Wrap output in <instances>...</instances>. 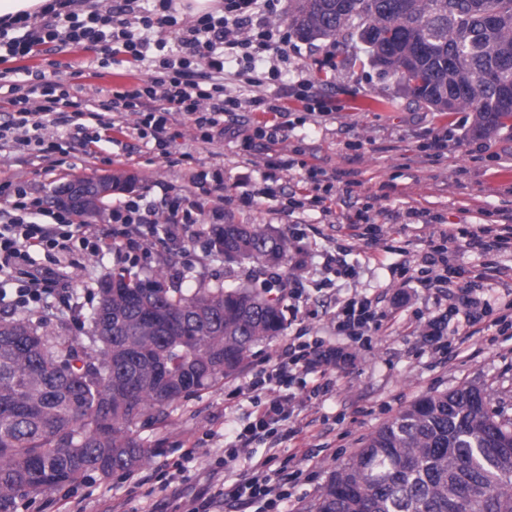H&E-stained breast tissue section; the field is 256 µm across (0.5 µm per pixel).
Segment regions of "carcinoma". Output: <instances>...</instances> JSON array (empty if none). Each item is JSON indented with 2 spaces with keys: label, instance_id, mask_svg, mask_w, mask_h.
Listing matches in <instances>:
<instances>
[{
  "label": "carcinoma",
  "instance_id": "cac0c4a2",
  "mask_svg": "<svg viewBox=\"0 0 512 512\" xmlns=\"http://www.w3.org/2000/svg\"><path fill=\"white\" fill-rule=\"evenodd\" d=\"M290 27L302 40L349 31L433 111L469 110L479 137L512 130V0H294ZM213 246L259 268L281 266L288 251L256 224L222 226ZM273 288L253 275L185 293L162 270L143 280L123 269L99 282L91 355L1 319L11 335L0 334V512L90 471L147 462L140 421L239 373L284 330ZM480 391L462 385L406 406L329 478L311 512H512V419Z\"/></svg>",
  "mask_w": 512,
  "mask_h": 512
}]
</instances>
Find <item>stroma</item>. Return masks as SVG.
Segmentation results:
<instances>
[{"mask_svg":"<svg viewBox=\"0 0 512 512\" xmlns=\"http://www.w3.org/2000/svg\"><path fill=\"white\" fill-rule=\"evenodd\" d=\"M102 56L96 47L70 46L52 57L0 58V71L43 70L54 60L60 81L100 101L113 88L145 79L142 68L101 66ZM288 68L287 81L308 80L330 113L313 116L302 101L285 98L289 125L274 150L287 155L301 147L308 163L354 181L352 192H337L328 213L312 203L313 187L298 168L281 173L273 195L243 203L247 192L264 187V146L245 149L236 141L205 145L180 120L173 125L176 149L190 159L177 166L156 159L129 137L103 144L94 158L78 149L55 154L50 162L21 147L0 151V183L20 182L49 199L70 180L114 174L131 178L135 194L156 208L178 193L192 200L205 197L214 185L195 182L196 173L221 169L225 217L282 234L289 264L302 272L295 296L285 300L284 331L253 348L240 373L181 399L164 423H138L137 435L153 451L138 469L144 484L135 494H128L124 472L91 474L17 498L13 512H68L77 500L85 512H174L177 504L216 494L248 477L251 459L273 449L257 441L250 455L229 459L235 431L262 410L242 388L252 373L271 369L279 347L297 335L323 340L342 349L346 358L337 362L336 382L325 395L295 407L284 425L288 437L273 450L286 464L281 479L291 494L281 512H308L329 476L348 463L366 437L425 393L474 384L488 394L491 410L512 418V330L502 333L478 324L470 339L461 340L456 330L464 317L454 309L456 284L426 287L416 281L433 235L482 227L507 238L497 257L499 273L480 282L485 296L495 305L512 290V224L507 221L512 215V133L476 137L464 111L442 114L422 106L373 67L360 40L346 33L313 41L292 38ZM447 129L455 132L447 154L424 160L419 144ZM294 197L305 199V206L289 210ZM411 210L421 212L419 223H408ZM331 254L337 257L332 264L327 261ZM67 262L64 289L43 307L15 306L17 284L6 282L0 317L45 326L51 336L75 340L88 353L93 350L90 316L98 284L112 272L130 267L146 277L162 269L172 274L175 287L186 290L243 280L252 271L248 263H225L203 238L178 246L157 239L127 256L77 252ZM354 296L377 301L389 316L382 328H366L358 341L336 327L337 310ZM436 319L442 327L437 347L426 340ZM192 444L197 453L176 482L168 483L171 462L181 457L182 446Z\"/></svg>","mask_w":512,"mask_h":512,"instance_id":"obj_1","label":"stroma"}]
</instances>
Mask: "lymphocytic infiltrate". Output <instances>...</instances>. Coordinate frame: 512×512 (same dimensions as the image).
Here are the masks:
<instances>
[{"mask_svg": "<svg viewBox=\"0 0 512 512\" xmlns=\"http://www.w3.org/2000/svg\"><path fill=\"white\" fill-rule=\"evenodd\" d=\"M280 2L223 0L220 11L198 14L184 23L173 0H155L150 9L142 8L139 0H114L109 7L84 16L75 10V0H54L44 11L0 21V51L9 56L53 54L68 45L88 48L103 44L107 50L102 65L126 62L149 71L140 83L113 90L99 109L46 72L14 70L10 81L0 80V101L8 105L7 111L0 113V148L18 144L46 159L77 146L91 155L101 143L110 141L115 115L125 113L134 117L129 136L141 141L155 158L172 165L180 162L170 124L175 114L204 144L227 137L247 146L257 140L269 146L279 143L285 129L280 121L285 113L281 97L262 94L259 88L267 81L279 80L288 62V34H274L269 26ZM159 25L171 30L172 40L154 38L153 30ZM231 61L237 66L236 77L256 87L257 95L243 99L227 91L224 66ZM242 110L270 113L276 121L256 125L236 119V112ZM294 167L303 169L313 184L315 203L323 211H331L337 177L306 161L270 155L263 180L277 183L280 171ZM0 201L5 204L1 212L6 217L0 223V272L7 270L23 279V295L35 303L53 293L61 274L31 269L33 248L67 253L78 242L93 254L105 248L120 252L136 238L178 242L211 234L200 220L206 207L202 201L186 208L171 203L160 219L139 198H128L113 206L109 221L117 229L104 236L72 211L47 206L44 198L23 185L1 183ZM338 355L336 348L319 343L288 344L278 357L274 376L252 377L248 386L259 390L299 372L329 378ZM289 404V398L271 395L257 420L236 432L230 457L245 453L257 439L273 438L276 424L288 415ZM269 469V459L256 461L251 477L231 490L229 497L242 512H275L287 499V489L271 481Z\"/></svg>", "mask_w": 512, "mask_h": 512, "instance_id": "1", "label": "lymphocytic infiltrate"}]
</instances>
